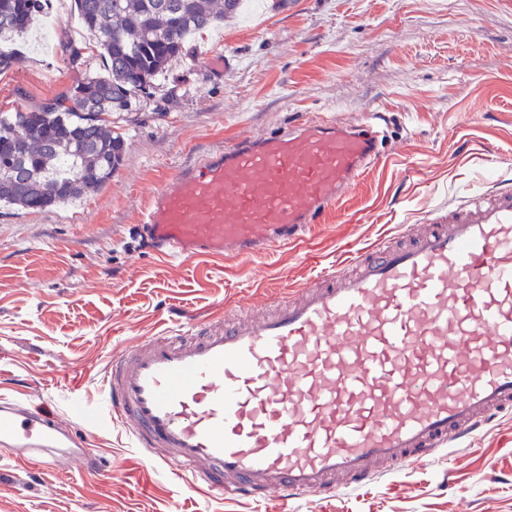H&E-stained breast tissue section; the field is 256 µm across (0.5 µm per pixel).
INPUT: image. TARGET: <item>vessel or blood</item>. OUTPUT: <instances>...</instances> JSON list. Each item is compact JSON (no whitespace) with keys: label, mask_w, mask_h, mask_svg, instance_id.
Here are the masks:
<instances>
[{"label":"vessel or blood","mask_w":512,"mask_h":512,"mask_svg":"<svg viewBox=\"0 0 512 512\" xmlns=\"http://www.w3.org/2000/svg\"><path fill=\"white\" fill-rule=\"evenodd\" d=\"M377 114L304 118L209 151L151 196L140 229L185 259L300 245L381 160ZM407 244L351 250L272 314L144 336L106 367L105 411L137 447L236 499L283 501L463 446L512 411V185L437 207ZM0 450L101 472L84 435L0 398Z\"/></svg>","instance_id":"1"}]
</instances>
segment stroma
<instances>
[{"label":"stroma","mask_w":512,"mask_h":512,"mask_svg":"<svg viewBox=\"0 0 512 512\" xmlns=\"http://www.w3.org/2000/svg\"><path fill=\"white\" fill-rule=\"evenodd\" d=\"M91 42L73 0L27 36L0 73V110L70 91L48 28ZM382 113L388 161L367 172L309 246L249 262L158 253L138 224L181 165L298 119ZM123 165L101 189L44 210L0 206V394L48 405L105 457L52 471L0 451V512H512V418L470 446L333 497L224 498L150 461L94 416L112 355L186 318L251 298L273 305L348 247L423 223L432 207L512 183V0H260L188 40L164 79L121 114Z\"/></svg>","instance_id":"stroma-1"}]
</instances>
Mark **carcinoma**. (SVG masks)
Masks as SVG:
<instances>
[{"label": "carcinoma", "mask_w": 512, "mask_h": 512, "mask_svg": "<svg viewBox=\"0 0 512 512\" xmlns=\"http://www.w3.org/2000/svg\"><path fill=\"white\" fill-rule=\"evenodd\" d=\"M49 0H0V72L16 59L12 45L46 13ZM80 24L95 37L85 47L61 30L78 80L70 96L0 111V202L47 209L102 188L125 160L126 141L112 117L132 110L154 88L187 39L236 14L242 0H74ZM88 92L90 98H79Z\"/></svg>", "instance_id": "cac0c4a2"}]
</instances>
